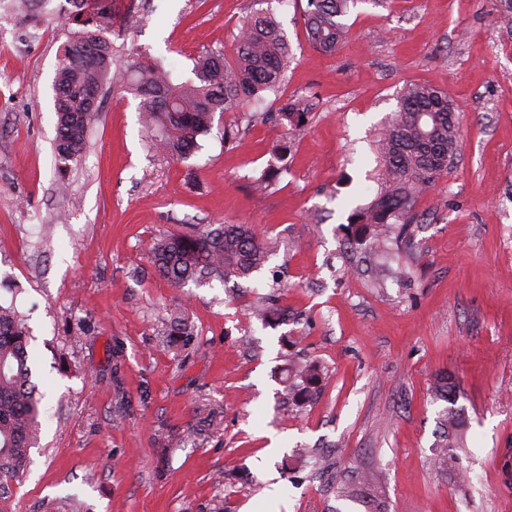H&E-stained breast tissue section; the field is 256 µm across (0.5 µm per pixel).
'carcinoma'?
I'll return each mask as SVG.
<instances>
[{
	"mask_svg": "<svg viewBox=\"0 0 512 512\" xmlns=\"http://www.w3.org/2000/svg\"><path fill=\"white\" fill-rule=\"evenodd\" d=\"M355 2L306 0L305 24L317 50L330 53L343 43L348 30L341 18ZM71 4V21L77 29L69 32L55 76L63 87L54 99L55 153L64 162L80 157L97 110L91 92L108 81L140 98L153 150L187 159L201 149L200 139L212 132L216 115L240 110L276 91L288 65L290 48L280 23L269 13L253 12L239 27L233 62L222 53L205 52L195 59L190 82H176L171 71L151 62L114 71L112 45L106 37L112 5L90 11L87 0H71ZM311 110L305 99H288L272 111L282 140L274 154L275 174L288 172L286 142L308 125ZM378 146L380 188L371 202L353 213L346 246L395 241L410 249L417 198L448 171V160L461 147L459 121L448 93L434 85L405 86ZM273 253L271 242L251 225L220 224L158 236L151 260L163 279L181 288L190 280L247 278L264 267ZM283 296L279 291L258 305L256 318L266 324L288 314ZM167 335L182 346L194 341V326L178 307L169 312ZM28 345L24 319L13 307L0 305V499L10 492V483L22 477L30 449L38 443L40 399L32 382ZM319 379L317 366L292 364L286 368L284 383L301 396ZM443 425L447 434L438 462L446 466L461 440L460 414L448 409Z\"/></svg>",
	"mask_w": 512,
	"mask_h": 512,
	"instance_id": "obj_1",
	"label": "carcinoma"
}]
</instances>
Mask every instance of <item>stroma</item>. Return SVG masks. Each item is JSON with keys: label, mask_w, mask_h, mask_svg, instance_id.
Returning a JSON list of instances; mask_svg holds the SVG:
<instances>
[{"label": "stroma", "mask_w": 512, "mask_h": 512, "mask_svg": "<svg viewBox=\"0 0 512 512\" xmlns=\"http://www.w3.org/2000/svg\"><path fill=\"white\" fill-rule=\"evenodd\" d=\"M0 0V304L31 332L40 445L0 512H512V0H358L346 42L317 51L305 0H112L113 68L192 79L233 56L242 17L274 14L291 47L265 109L312 100L288 173L256 190L270 124L226 112L190 159L151 150L140 100L103 85L79 160L58 161L53 81L70 0L30 19ZM445 90L461 155L417 201L413 257L347 252L377 191L378 134L406 84ZM252 224L277 248L250 278L170 287L155 237ZM287 286V321L252 308ZM196 329L169 343L172 307ZM292 363L320 383L289 398ZM456 385L464 447L434 462ZM304 467L285 469L294 450ZM374 475L366 496H338Z\"/></svg>", "instance_id": "stroma-1"}]
</instances>
